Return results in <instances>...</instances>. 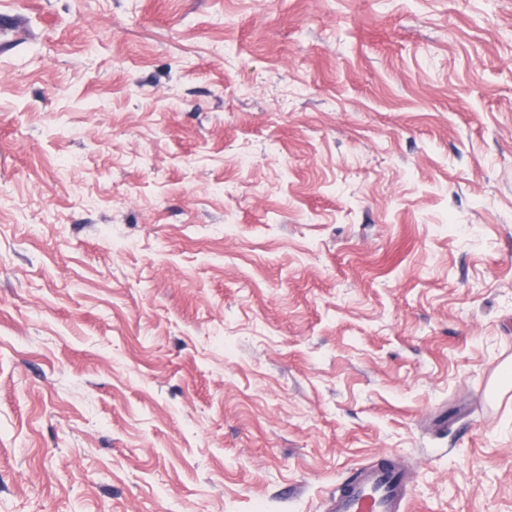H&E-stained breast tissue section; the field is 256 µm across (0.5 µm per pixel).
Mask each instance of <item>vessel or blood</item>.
<instances>
[{
	"instance_id": "vessel-or-blood-1",
	"label": "vessel or blood",
	"mask_w": 512,
	"mask_h": 512,
	"mask_svg": "<svg viewBox=\"0 0 512 512\" xmlns=\"http://www.w3.org/2000/svg\"><path fill=\"white\" fill-rule=\"evenodd\" d=\"M406 487L398 464L390 458L361 468L325 503V512H405Z\"/></svg>"
}]
</instances>
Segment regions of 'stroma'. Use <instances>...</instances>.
Returning <instances> with one entry per match:
<instances>
[{
  "instance_id": "35a3bbf8",
  "label": "stroma",
  "mask_w": 512,
  "mask_h": 512,
  "mask_svg": "<svg viewBox=\"0 0 512 512\" xmlns=\"http://www.w3.org/2000/svg\"><path fill=\"white\" fill-rule=\"evenodd\" d=\"M0 512H512V0H0ZM400 467L390 457L360 469L325 503L326 512H402L407 505Z\"/></svg>"
}]
</instances>
